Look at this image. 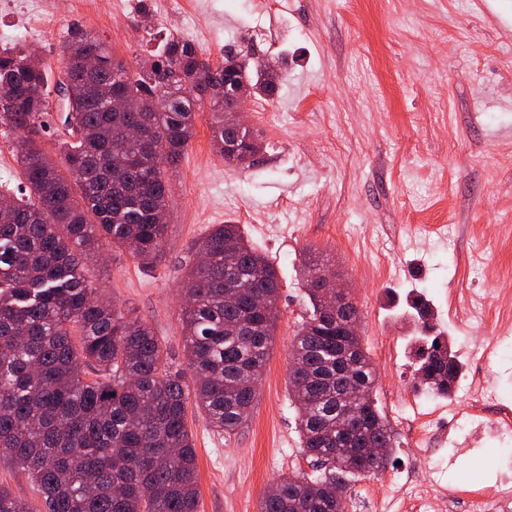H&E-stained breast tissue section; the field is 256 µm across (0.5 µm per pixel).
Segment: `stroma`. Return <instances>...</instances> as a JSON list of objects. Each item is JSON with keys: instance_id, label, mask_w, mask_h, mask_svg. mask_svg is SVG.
Returning <instances> with one entry per match:
<instances>
[{"instance_id": "obj_1", "label": "stroma", "mask_w": 512, "mask_h": 512, "mask_svg": "<svg viewBox=\"0 0 512 512\" xmlns=\"http://www.w3.org/2000/svg\"><path fill=\"white\" fill-rule=\"evenodd\" d=\"M57 21L35 42L51 77L66 67L63 44L79 28L130 68L171 37L163 0H87L111 16L88 21L74 0H51ZM147 11H140V4ZM182 39L217 62L225 49L281 73L277 96H254L247 122L262 149L246 166L215 152L210 106L170 181L159 259L144 267L128 251L105 249L89 274L102 298L148 324L170 361L184 365L181 286L192 246L216 224L240 225L281 282L278 319L259 397L234 432L216 431L189 409L197 455L199 512H257L279 478L315 467L288 397L289 348L307 317L310 266L341 275L360 313L361 343L376 371L373 398L390 414L414 396L429 414L453 409L430 445L414 447L392 427L386 474L430 471L457 491L468 512L478 483L512 471V432L494 431L498 406L512 408V0H180ZM382 262L379 275H366ZM442 336L459 360L496 352L498 406L473 420L463 392H423L415 376L417 337ZM380 477L350 483L348 512H400Z\"/></svg>"}]
</instances>
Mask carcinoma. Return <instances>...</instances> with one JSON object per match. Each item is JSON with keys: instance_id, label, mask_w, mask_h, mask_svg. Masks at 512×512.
Wrapping results in <instances>:
<instances>
[{"instance_id": "carcinoma-1", "label": "carcinoma", "mask_w": 512, "mask_h": 512, "mask_svg": "<svg viewBox=\"0 0 512 512\" xmlns=\"http://www.w3.org/2000/svg\"><path fill=\"white\" fill-rule=\"evenodd\" d=\"M64 48L75 51L65 111L83 133L63 142L60 162L31 138L49 111L47 72L25 65L32 49L0 51V123L20 133L26 184L23 197L0 206V458L26 472L46 512H199L186 379L216 429L230 434L242 424L269 359L278 272L237 224H218L195 242L208 261L193 265L181 287L186 367L173 368L146 323L97 300L85 267L105 244L152 264L167 231L156 214L169 206L170 177L194 136L195 103H210L219 152L228 144L255 155L254 133L225 124L226 87L246 81L272 98L282 77L260 81L233 52L213 63L179 39L136 71L82 31ZM90 52L102 67L86 75L79 57ZM116 78L129 112L107 106ZM139 124L144 138L128 141ZM260 294L263 309L253 303ZM308 295L313 311L291 343L288 394L299 407L301 448L320 468L280 478L258 512H347L348 481L363 470L376 476L390 460H364L363 450L393 447L375 405L336 444V414L365 406L376 374L360 340L336 345V318L317 289ZM86 367L96 377L85 378ZM459 371L440 337H428L418 362L427 391L450 395ZM347 388L357 398L344 403ZM0 512H24L3 486Z\"/></svg>"}]
</instances>
